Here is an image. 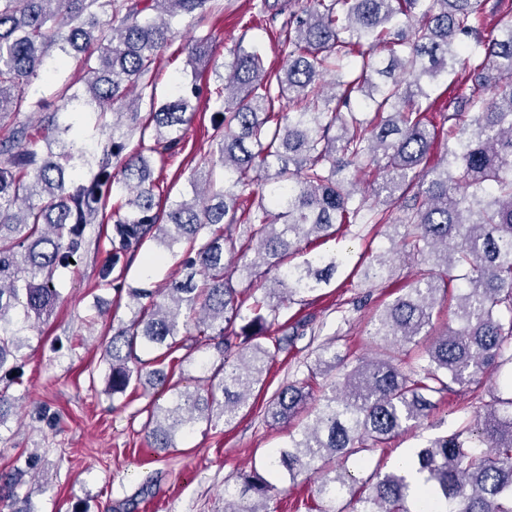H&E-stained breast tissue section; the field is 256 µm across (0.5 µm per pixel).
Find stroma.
Wrapping results in <instances>:
<instances>
[{
  "mask_svg": "<svg viewBox=\"0 0 512 512\" xmlns=\"http://www.w3.org/2000/svg\"><path fill=\"white\" fill-rule=\"evenodd\" d=\"M259 2L217 0L199 21L194 32L212 37L209 65L190 63L184 48L190 33L181 32L158 56V97L168 96L174 82L192 78L203 88L214 87L215 66L229 58L240 42L259 44L266 67H281L280 47L259 22ZM221 112L220 103L200 100L181 151L165 164L154 165V193L160 209L189 195L191 178L207 169ZM388 246L382 224L344 227L334 239L309 241L311 251L341 249L348 255L329 285L280 315L281 321L291 324L308 319L311 333L289 338L284 330L271 329V339H284V349L268 362L248 407L230 423L198 426L165 454L151 448L145 424L153 404L167 405V395L141 386L111 397L105 391L101 354L113 323L130 317L127 288L164 287L179 272L178 259L170 255L159 264L147 265V254L160 250L157 243H147L114 288L104 290L98 285V269L110 244L104 237L91 241L76 265L58 274L60 299L49 321L28 331L30 345L22 350L20 360L22 382L10 388L22 416L10 418L6 438L0 441V470L10 467L19 454H35L36 466L26 475L23 489L33 492L38 512H74L79 505L89 512H224L225 486L235 484L244 473L262 469L269 450L287 443L288 425L268 421L265 407L283 384L312 361L315 348L333 344L344 359L343 366L314 379L317 391L341 380L346 367L370 354L373 321L406 288L416 268L413 261L399 256L389 279L372 287L364 283L355 271L361 255L376 254ZM490 400L487 388L456 389L417 428L384 447L363 452L356 475L367 478L379 461L412 453L430 438L469 421ZM43 406L54 413V422L36 419L37 409ZM268 479L278 488L270 503L274 512H307L313 479L292 482L276 473ZM45 482L49 491L37 494V487Z\"/></svg>",
  "mask_w": 512,
  "mask_h": 512,
  "instance_id": "1",
  "label": "stroma"
}]
</instances>
